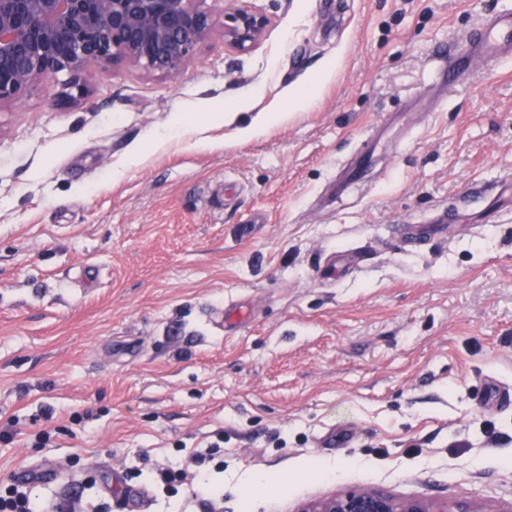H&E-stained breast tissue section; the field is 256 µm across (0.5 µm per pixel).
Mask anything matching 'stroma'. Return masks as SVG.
Here are the masks:
<instances>
[{"label": "stroma", "mask_w": 512, "mask_h": 512, "mask_svg": "<svg viewBox=\"0 0 512 512\" xmlns=\"http://www.w3.org/2000/svg\"><path fill=\"white\" fill-rule=\"evenodd\" d=\"M502 3L250 0L252 48L218 35L173 79L122 66L0 106V480L57 469L34 494L77 485L73 512H296L367 486L511 504L512 402L486 389L512 390V210L471 215L512 176V59L442 81ZM389 118L368 181L329 198ZM440 207L462 216L441 237L393 235ZM334 251L361 265L320 283Z\"/></svg>", "instance_id": "stroma-1"}]
</instances>
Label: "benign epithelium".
<instances>
[{"label": "benign epithelium", "mask_w": 512, "mask_h": 512, "mask_svg": "<svg viewBox=\"0 0 512 512\" xmlns=\"http://www.w3.org/2000/svg\"><path fill=\"white\" fill-rule=\"evenodd\" d=\"M203 0H0V105L36 82L65 73L63 95L76 101L83 74L104 75L118 66L175 77L196 48L221 33L224 46L245 50L259 43L268 17L248 0H224V21ZM298 512H485L477 502L438 504L398 499L375 487L311 499Z\"/></svg>", "instance_id": "1"}]
</instances>
